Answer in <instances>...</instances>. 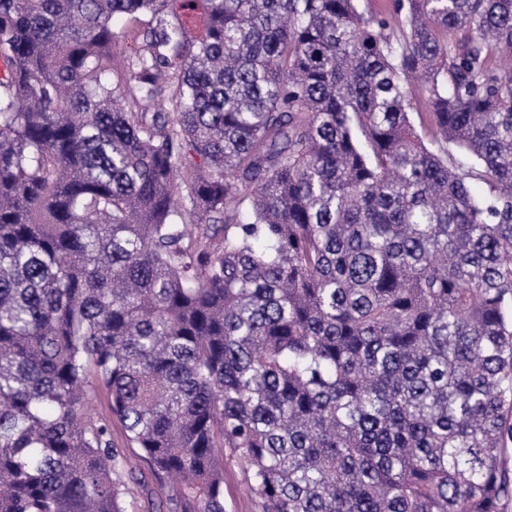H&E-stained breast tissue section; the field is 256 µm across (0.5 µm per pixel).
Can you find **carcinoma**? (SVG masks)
I'll return each instance as SVG.
<instances>
[{
  "instance_id": "carcinoma-1",
  "label": "carcinoma",
  "mask_w": 512,
  "mask_h": 512,
  "mask_svg": "<svg viewBox=\"0 0 512 512\" xmlns=\"http://www.w3.org/2000/svg\"><path fill=\"white\" fill-rule=\"evenodd\" d=\"M511 48L512 0H0V512H124L96 383L149 512H224L226 448L262 512H502ZM111 397L102 386H96L91 392L90 409L94 416L103 420H112V439L119 448H127V470L139 475V471H145L146 465L140 458L141 451L131 447L126 439V434L120 423L113 418L111 411Z\"/></svg>"
}]
</instances>
